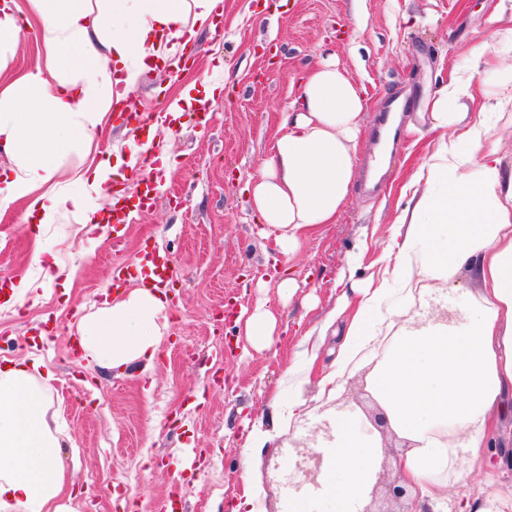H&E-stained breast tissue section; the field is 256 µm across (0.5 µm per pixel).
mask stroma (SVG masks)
<instances>
[{"label": "stroma", "instance_id": "stroma-1", "mask_svg": "<svg viewBox=\"0 0 512 512\" xmlns=\"http://www.w3.org/2000/svg\"><path fill=\"white\" fill-rule=\"evenodd\" d=\"M264 0H223L212 30L199 33L180 54L178 74L145 73L130 94L149 115L188 86L220 84L208 102L206 126L185 113L179 131L130 134L121 119L97 136L94 155L141 151L149 137L165 141L176 166L162 182L158 204L134 213L120 232L85 233L55 224L42 236L22 220L23 201L0 209V278L42 281L22 304L0 306V360L35 351L54 372L48 421L64 440L60 464L81 512H161L172 496L177 464L192 472L181 487L180 512H231L243 492V447L253 424L269 411L273 395H287L288 374L302 363L300 342L336 343L318 334L342 295L380 276L376 263L406 198L404 184L434 150L437 136L421 141L401 135L390 168L376 185L365 173L373 154L372 131L393 97L412 106L403 123H418L428 94L453 77L479 84L494 80V67L512 66V47L495 42L497 29L512 27V9L500 0H287L279 10ZM489 41L492 70L473 72L468 49ZM333 54L366 89L365 132L359 177L336 223L287 256L273 238L248 222L243 187L260 176L283 107L297 98L302 70ZM155 240L179 270L173 282L171 328L151 367L102 368L79 360L73 338L82 316L104 300L115 267L136 258L145 239ZM53 252L72 269V284L46 280L36 249ZM365 261H358V254ZM300 282L292 293L279 283L284 272ZM476 284L458 277L446 292L425 300L392 290L382 313L397 324L460 323ZM271 310L273 342L251 345L235 318L241 309ZM50 343L38 332L44 320ZM371 366L345 374L332 399L308 387L305 403L274 430L260 453L261 489L252 512H291L288 480L298 455H312L335 419H359L365 435L385 446L379 476L394 478L397 460L391 431H380L381 408L370 390Z\"/></svg>", "mask_w": 512, "mask_h": 512}]
</instances>
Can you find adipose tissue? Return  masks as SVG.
Here are the masks:
<instances>
[{"instance_id":"ef3b65f1","label":"adipose tissue","mask_w":512,"mask_h":512,"mask_svg":"<svg viewBox=\"0 0 512 512\" xmlns=\"http://www.w3.org/2000/svg\"><path fill=\"white\" fill-rule=\"evenodd\" d=\"M0 0V72L14 62L24 16L36 21L42 65L0 90V145L22 160L0 181V205L26 203L25 222L46 227L69 210L94 231L100 212L68 183L101 191L120 175L123 158L83 166L70 154L89 155L97 133L112 119L152 62L186 49L213 24L221 0ZM467 82L441 84L420 118L440 133L436 151L419 170L427 188L397 217L388 246L394 262L382 281L443 290L460 271L478 286L469 295L465 330L445 324L395 328L382 321L370 331L380 288L343 300L342 342L335 370L318 374L309 355L292 386H327L349 371L358 354L390 346L370 384L390 430L404 445L398 471L419 512H433L449 483L463 484L469 468L512 471V169L484 148L485 114L512 105V75L485 94L481 111L468 112ZM363 90L332 58L301 78L299 95L283 113L270 156L249 180L251 218L267 225L284 254L335 223L356 179ZM456 137H448V130ZM169 327L164 293L139 286L116 293L77 326L89 359L113 368L153 362ZM54 374L27 356L0 368V512H74L62 501L61 441L46 421ZM320 484L331 512H352L364 501L382 460L380 439L363 438L356 421L339 422ZM469 468H461L462 458Z\"/></svg>"}]
</instances>
